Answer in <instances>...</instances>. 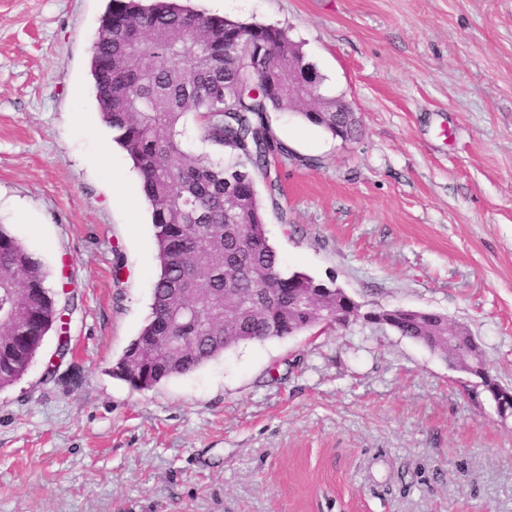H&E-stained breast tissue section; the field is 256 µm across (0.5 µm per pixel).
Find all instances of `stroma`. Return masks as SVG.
<instances>
[{"mask_svg": "<svg viewBox=\"0 0 512 512\" xmlns=\"http://www.w3.org/2000/svg\"><path fill=\"white\" fill-rule=\"evenodd\" d=\"M193 3L285 28L359 122L344 141L270 113L285 270L445 314L512 386V0ZM107 4L0 0V223L75 296L64 361L49 333L0 389V512H512V417L389 327L244 342L148 390L112 376L158 262L92 86Z\"/></svg>", "mask_w": 512, "mask_h": 512, "instance_id": "1", "label": "stroma"}]
</instances>
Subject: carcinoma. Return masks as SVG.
Listing matches in <instances>:
<instances>
[{
  "label": "carcinoma",
  "instance_id": "obj_1",
  "mask_svg": "<svg viewBox=\"0 0 512 512\" xmlns=\"http://www.w3.org/2000/svg\"><path fill=\"white\" fill-rule=\"evenodd\" d=\"M285 29L209 15L189 0H109L90 74L101 120L137 169L159 272L151 312L112 366L146 390L241 342L336 328L350 297L286 273L256 189L289 155L266 113L288 111ZM336 135V113L303 112ZM247 225L244 233L238 225ZM69 302L39 257L0 224V388L25 374ZM386 324L448 353V320L384 310Z\"/></svg>",
  "mask_w": 512,
  "mask_h": 512
}]
</instances>
